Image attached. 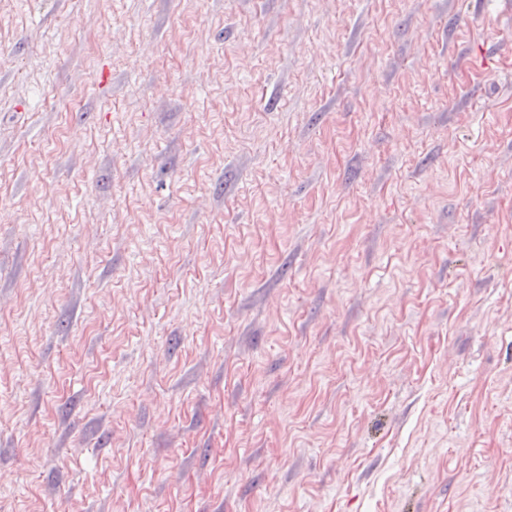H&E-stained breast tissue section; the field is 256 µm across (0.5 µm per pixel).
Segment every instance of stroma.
<instances>
[{
	"mask_svg": "<svg viewBox=\"0 0 512 512\" xmlns=\"http://www.w3.org/2000/svg\"><path fill=\"white\" fill-rule=\"evenodd\" d=\"M0 512H512V10L0 0Z\"/></svg>",
	"mask_w": 512,
	"mask_h": 512,
	"instance_id": "1",
	"label": "stroma"
}]
</instances>
